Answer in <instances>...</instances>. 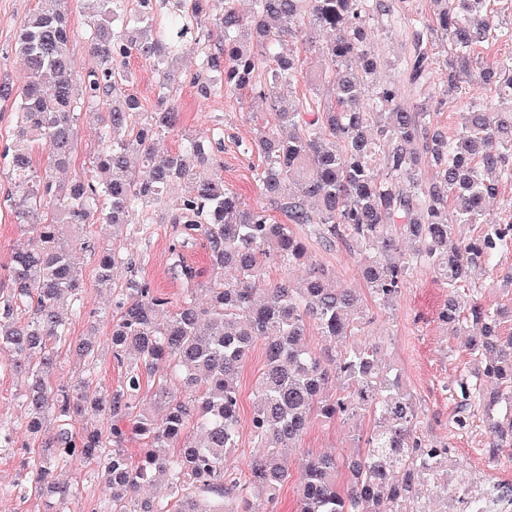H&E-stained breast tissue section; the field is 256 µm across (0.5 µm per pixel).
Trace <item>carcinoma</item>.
Returning a JSON list of instances; mask_svg holds the SVG:
<instances>
[{"mask_svg": "<svg viewBox=\"0 0 512 512\" xmlns=\"http://www.w3.org/2000/svg\"><path fill=\"white\" fill-rule=\"evenodd\" d=\"M81 2L94 70L74 71L65 0H38L14 43L27 81L16 88L0 77V102L14 112L0 157L15 185L16 223L28 234L6 269L0 356L25 382L27 426L40 439L27 492L47 512H69L77 488L58 471L83 464L109 489L101 512H274L291 478L288 450L312 417L367 413L373 425L357 453L299 465L294 512H430L417 487L448 484L449 448L418 434L419 406L401 373L382 365L379 343L361 339V293L313 264L297 281L259 287L265 262L303 263L295 224L329 245L357 242L362 278L381 310L417 269L448 289L438 319L471 357L450 388L455 424L465 429L479 413L489 460L511 452L512 334L501 323L512 307L494 309L461 292L512 252V205L490 210L500 186L512 182V56L490 64L473 56L483 43L512 42V15H499L491 0H429L428 16L412 0H251L248 14L224 0L212 19L209 0ZM375 22L407 31L402 55L389 60L376 48ZM438 40L448 42L442 95L462 93L467 78L489 86L496 100L462 113L452 136L433 119L443 99L425 93ZM298 43L326 63L309 76L310 98L282 92L302 77ZM190 51L200 61L201 96L246 90L269 102L273 121L256 126L251 150L261 161L257 182L288 223L224 185L210 141L184 133L178 151L156 150V137L180 123L166 77ZM133 54L153 63L159 78L151 112L129 90ZM388 66L399 80H381ZM92 106L104 109L100 150L89 173L62 178L76 152L78 110ZM40 146L48 152L42 170L34 165ZM97 221L112 229L101 245L86 235ZM155 224L181 225L185 239L206 242L209 258L205 281L185 262L174 265L186 288L166 320L160 312L169 299L132 274L147 256L123 247ZM469 224L475 234L456 232ZM87 248L97 251V284L111 298L105 346L125 367L112 389L94 382L91 363L71 384L54 381L61 346L80 359L95 355V341H72L66 319L82 292L75 252ZM118 269L131 275L118 281ZM310 324L324 338L321 352L305 342ZM258 344L265 359L249 420L256 451L242 484L224 463L238 448L239 375ZM163 362L171 373L158 378ZM148 378L157 379L159 416L137 410ZM336 379L344 390L330 395ZM130 434L145 440L135 457L122 447Z\"/></svg>", "mask_w": 512, "mask_h": 512, "instance_id": "obj_1", "label": "carcinoma"}]
</instances>
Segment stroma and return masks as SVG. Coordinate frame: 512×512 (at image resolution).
Instances as JSON below:
<instances>
[{
  "label": "stroma",
  "mask_w": 512,
  "mask_h": 512,
  "mask_svg": "<svg viewBox=\"0 0 512 512\" xmlns=\"http://www.w3.org/2000/svg\"><path fill=\"white\" fill-rule=\"evenodd\" d=\"M36 7V0H0V73L6 74L15 85H22L27 72L23 62L11 51L12 44L26 16ZM198 67L196 55L184 58L175 69L170 83L171 93L181 109L180 128L160 137L158 148L162 151L178 150L181 131L201 137L211 136L220 130L223 140L224 183L237 192L251 207L266 210L273 220L285 222V215L262 194L256 181L259 158L250 150L253 129L268 111L264 100L250 93L237 96L217 94L201 97L193 82ZM99 121L92 109H82L78 115V147L70 175L87 171L89 161L98 148ZM12 189L4 165L0 164V276L12 253L27 242L12 215L6 198ZM304 237L311 260L329 269L341 285L362 288L358 274V255L355 244L323 246L305 227H298ZM128 251L147 252L148 264L141 269V276L150 280L155 288L171 302H178L183 284L174 278L172 268L177 261H184L199 269H207V249L203 241L181 243L176 225H156L151 236L129 238ZM76 259L82 274L80 306L69 317L73 340L85 337L89 328H96L98 336H106L109 328L105 322L91 324L92 312L108 309L110 302L96 286L97 258L88 252H77ZM512 271V253L502 256L496 269L478 275L474 286L482 301L491 307L512 306V285L504 280ZM448 297L430 271L416 270L402 290L401 298L389 314L377 313L375 306H367L368 314L375 320L367 328L372 339L383 341L387 359L397 364L403 378L415 396L421 410L418 431L423 437L438 445L449 446L451 457L461 469L476 471L490 480L512 482V464L494 465L485 454L487 435L481 418H474L466 429H458L453 422L455 403L448 391L449 385L470 366V357L459 349L456 340L448 336L437 314ZM264 355L261 348H254L243 367L240 378V412L243 424L239 446L229 459L230 471L243 477L254 452L253 437L248 424L253 401L254 384L262 371ZM20 384L7 366L0 365V423L9 426L17 444L29 445L38 451L39 444L27 431L26 413L21 405ZM370 419L357 421L336 420L326 422L313 419L300 448L293 451V458L306 454H349L356 446V432H369ZM68 478L79 492L74 512H98L109 494L94 467L76 465L70 468ZM18 480L17 457L0 456V512H46L44 502L33 496L20 497L10 488Z\"/></svg>",
  "instance_id": "1"
}]
</instances>
